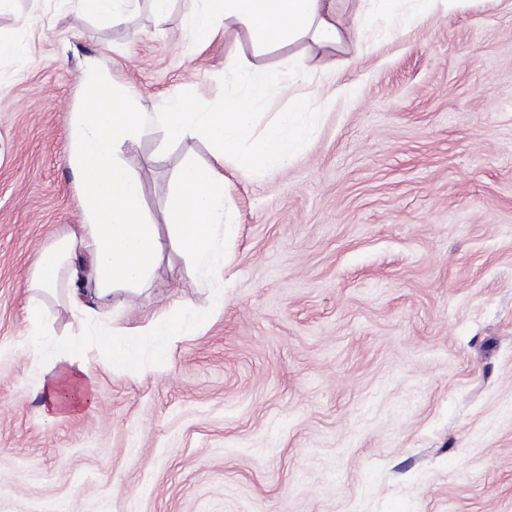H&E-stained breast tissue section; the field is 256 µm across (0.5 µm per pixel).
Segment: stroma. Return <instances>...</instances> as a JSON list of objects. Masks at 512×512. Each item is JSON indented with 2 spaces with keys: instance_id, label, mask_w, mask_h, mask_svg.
<instances>
[{
  "instance_id": "35a3bbf8",
  "label": "stroma",
  "mask_w": 512,
  "mask_h": 512,
  "mask_svg": "<svg viewBox=\"0 0 512 512\" xmlns=\"http://www.w3.org/2000/svg\"><path fill=\"white\" fill-rule=\"evenodd\" d=\"M190 0L108 23L76 0H0V512H512V0H465L368 32L272 110L319 113L288 168L225 166L237 234L224 310L155 369L89 349L93 402L43 409L28 333L33 260L82 221L67 162L79 76L96 61L142 111L232 105L235 61L288 69L302 44L197 45ZM165 227L206 140L147 123L125 153ZM209 291L165 250L113 294L111 326Z\"/></svg>"
}]
</instances>
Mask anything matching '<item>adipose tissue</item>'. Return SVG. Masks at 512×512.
Wrapping results in <instances>:
<instances>
[{
	"label": "adipose tissue",
	"instance_id": "ef3b65f1",
	"mask_svg": "<svg viewBox=\"0 0 512 512\" xmlns=\"http://www.w3.org/2000/svg\"><path fill=\"white\" fill-rule=\"evenodd\" d=\"M391 2L393 8L385 17L367 11L348 19L343 0H194L187 22L202 44L222 31L246 34L258 52L298 42L312 49L342 51L371 30L377 19L397 31L432 10L451 12L458 0ZM226 80L241 91L233 111L199 112L175 97L155 115L170 140L207 139L215 159L211 166L189 161L180 169L169 206V232L163 238L145 216L140 177L122 157L124 147L141 138L145 117L126 90L96 65L82 71L85 95L81 111L70 116L68 155L78 179L84 222L36 256L27 306L31 328L21 340L50 405H58L64 390L69 393L68 408L88 402L92 367L85 339L49 334L53 311L44 295L66 284L69 308L95 318L115 291L145 289L168 249L181 253L202 281L211 284L216 256L236 229L221 164L233 158L245 171L283 169L314 131L317 113L297 109L276 113L266 126H259L260 111L277 82L265 67L236 62L228 67ZM223 308L224 292L214 287L206 306H173L145 326L99 335L97 349L114 371L135 375L141 351L149 346L155 367L161 369L184 336Z\"/></svg>",
	"mask_w": 512,
	"mask_h": 512
}]
</instances>
